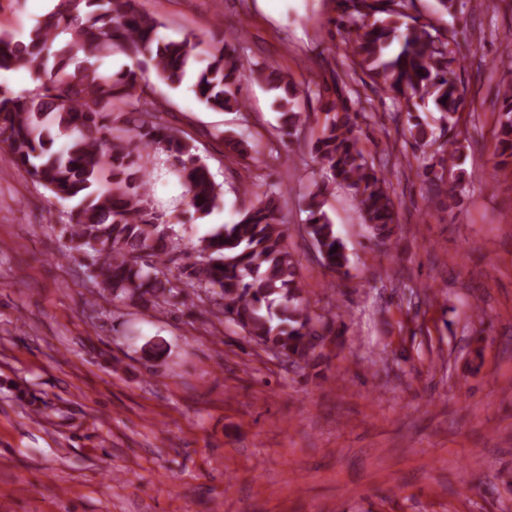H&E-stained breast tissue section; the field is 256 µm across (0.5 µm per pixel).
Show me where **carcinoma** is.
<instances>
[{
  "label": "carcinoma",
  "mask_w": 512,
  "mask_h": 512,
  "mask_svg": "<svg viewBox=\"0 0 512 512\" xmlns=\"http://www.w3.org/2000/svg\"><path fill=\"white\" fill-rule=\"evenodd\" d=\"M410 0H340L339 27L352 46L354 64L390 94L405 112L402 136H433L418 106L430 100L448 133V172L460 152L458 126L466 90L456 81L458 59L434 27L406 13ZM156 17L140 13L135 0H57L22 35L0 29V71H30L38 84L16 94L0 89V142L38 184L62 199L77 201L61 255L79 256L99 294L132 304L163 306L181 293L162 267L180 253L181 281L200 302L210 301L224 321L291 364L308 363L336 320L317 315L303 296L298 262L287 245L281 193L270 186L231 224H220L197 241L180 245L168 221L153 211L143 155L166 152L179 163L190 206L209 216L222 185L181 131L155 121L154 102L143 73L154 71L171 89L181 87L192 63L205 57L192 91L210 111L246 108L241 87L263 84L276 92L278 129L291 136L308 115L283 68H245L238 43L185 36L163 38ZM398 52L387 55L392 44ZM132 64L102 69L106 56ZM360 98L334 88L325 99V121L314 144L315 159L332 182L354 194L363 223L385 241L399 228L394 189L386 173L368 160L355 135ZM499 156L512 158V92L506 91L498 121ZM327 186L309 193L304 231L322 265L340 272L345 247L327 211Z\"/></svg>",
  "instance_id": "obj_1"
}]
</instances>
